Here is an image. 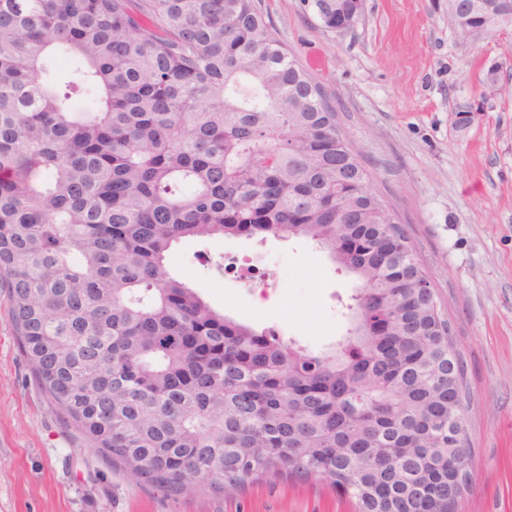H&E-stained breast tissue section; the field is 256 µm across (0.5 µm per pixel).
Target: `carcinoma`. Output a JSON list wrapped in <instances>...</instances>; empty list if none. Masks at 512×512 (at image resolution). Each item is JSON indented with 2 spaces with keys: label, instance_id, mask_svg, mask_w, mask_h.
I'll return each mask as SVG.
<instances>
[{
  "label": "carcinoma",
  "instance_id": "cac0c4a2",
  "mask_svg": "<svg viewBox=\"0 0 512 512\" xmlns=\"http://www.w3.org/2000/svg\"><path fill=\"white\" fill-rule=\"evenodd\" d=\"M344 2L312 0L324 28ZM448 26L473 45L512 18L448 0ZM53 52L82 63L62 87ZM269 236L312 241L358 283L335 345L236 322L166 267L182 239ZM0 288L45 394L156 491L288 475L358 512H455L448 320L261 0H0Z\"/></svg>",
  "mask_w": 512,
  "mask_h": 512
}]
</instances>
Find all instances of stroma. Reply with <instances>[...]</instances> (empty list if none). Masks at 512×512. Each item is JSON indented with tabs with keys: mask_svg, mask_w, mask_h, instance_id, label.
<instances>
[{
	"mask_svg": "<svg viewBox=\"0 0 512 512\" xmlns=\"http://www.w3.org/2000/svg\"><path fill=\"white\" fill-rule=\"evenodd\" d=\"M288 50L318 78L375 192L426 265L465 368L470 481L457 512H512V28L476 46L448 0H361L354 26L323 28L310 0H262ZM499 65L496 89L485 84ZM471 111L466 127L457 115ZM276 264L266 296L212 258ZM212 306L319 350L345 330L354 280L309 241L183 240L167 258ZM0 512H354L329 483L280 477L233 496L169 497L113 468L67 424L24 357L0 288Z\"/></svg>",
	"mask_w": 512,
	"mask_h": 512,
	"instance_id": "stroma-1",
	"label": "stroma"
}]
</instances>
